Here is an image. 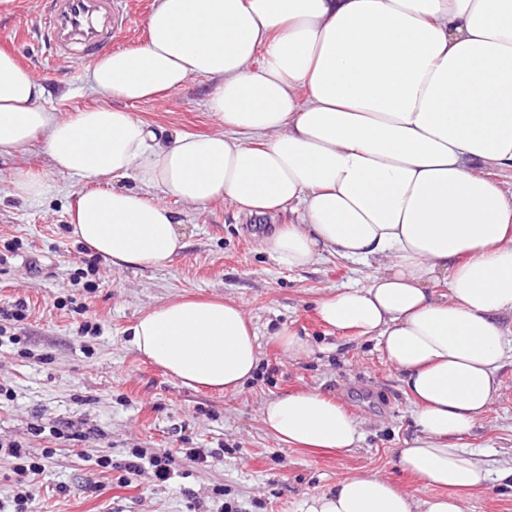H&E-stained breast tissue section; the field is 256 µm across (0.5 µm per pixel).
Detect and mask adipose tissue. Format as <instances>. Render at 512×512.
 Returning <instances> with one entry per match:
<instances>
[{"instance_id":"obj_1","label":"adipose tissue","mask_w":512,"mask_h":512,"mask_svg":"<svg viewBox=\"0 0 512 512\" xmlns=\"http://www.w3.org/2000/svg\"><path fill=\"white\" fill-rule=\"evenodd\" d=\"M214 80L207 135L167 137L127 104ZM108 103L68 118L0 50V158L42 145L81 188L73 233L113 267L160 266L185 247L176 205L221 199L260 217L274 259L302 269L337 255L372 262L364 288L319 301L324 326L377 340L415 402L419 437L398 466L463 512L487 480L460 439L499 389L512 317V0H157L147 39L85 74ZM133 178L118 189L114 180ZM445 281L446 291L435 282ZM132 346L191 388L239 390L257 370L241 304L181 298L143 314ZM262 422L291 446L348 451L360 425L321 393L267 400ZM304 512H416L396 484L346 475Z\"/></svg>"}]
</instances>
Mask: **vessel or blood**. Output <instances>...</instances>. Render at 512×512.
Returning <instances> with one entry per match:
<instances>
[{
	"label": "vessel or blood",
	"instance_id": "obj_1",
	"mask_svg": "<svg viewBox=\"0 0 512 512\" xmlns=\"http://www.w3.org/2000/svg\"><path fill=\"white\" fill-rule=\"evenodd\" d=\"M122 21V0H46L41 34L57 54L90 64Z\"/></svg>",
	"mask_w": 512,
	"mask_h": 512
}]
</instances>
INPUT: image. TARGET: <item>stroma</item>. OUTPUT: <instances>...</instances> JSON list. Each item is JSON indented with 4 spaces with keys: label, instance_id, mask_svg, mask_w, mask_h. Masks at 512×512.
Masks as SVG:
<instances>
[{
    "label": "stroma",
    "instance_id": "35a3bbf8",
    "mask_svg": "<svg viewBox=\"0 0 512 512\" xmlns=\"http://www.w3.org/2000/svg\"><path fill=\"white\" fill-rule=\"evenodd\" d=\"M156 0H127V18L113 49L146 39ZM45 0H14L0 10V49L15 54L46 85L61 114L101 103L86 85L85 66L59 57L38 34ZM213 81L190 79L164 98L130 105L166 136L207 133L216 123L206 99ZM34 147L25 158L0 163V308L25 301L27 317L8 322L0 339V378L12 380V399L0 401V440L33 452L53 449L40 476L31 512H301L307 497L332 489L337 478L374 473L413 500L434 495L424 480L401 472L396 452L416 434L413 403L401 375L377 341L327 329L319 300L347 285H368L374 269L334 255L291 270L264 252V219L216 201L182 214L186 246L166 265L117 269L73 235L70 209L79 184L53 174L40 201L15 197L13 173L42 170ZM181 296H218L242 304L259 330L261 357L253 378L233 393L182 386L130 344V329L145 312ZM97 334L85 333V323ZM289 327L307 338L311 354L288 358L272 334ZM317 390L355 417L363 433L347 452L292 448L264 428L262 407L275 396ZM70 427L74 440L55 438ZM485 453L486 464L512 465V401L496 397L463 436ZM176 454L172 479L152 472L121 484L130 449ZM206 448L201 465L179 457ZM114 467L100 471L97 458ZM223 496H216V489ZM464 512H512V490L490 482L463 496Z\"/></svg>",
    "mask_w": 512,
    "mask_h": 512
}]
</instances>
